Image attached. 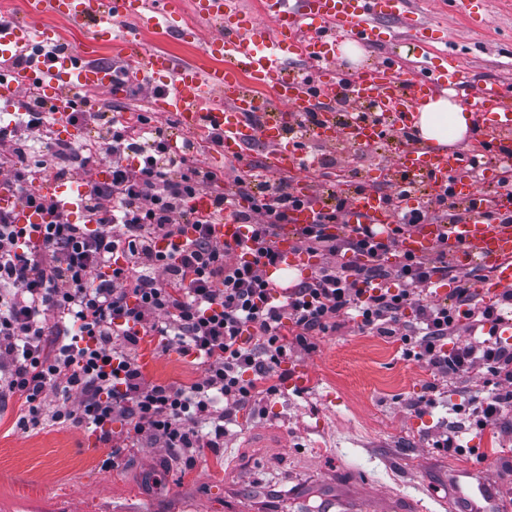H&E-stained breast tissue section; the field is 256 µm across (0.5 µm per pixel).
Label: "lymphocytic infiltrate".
<instances>
[{
	"mask_svg": "<svg viewBox=\"0 0 512 512\" xmlns=\"http://www.w3.org/2000/svg\"><path fill=\"white\" fill-rule=\"evenodd\" d=\"M22 107L0 118V176L50 220L35 242L0 208V392L20 400V430L50 418L95 426L116 457L142 439L217 455L233 412L278 395L291 355L351 321L400 336L441 374L494 377L491 395L468 401L480 426L512 409V344L496 332L495 305L465 286L458 309L448 310L427 297L434 282L454 275L446 252L396 254L398 238L431 219L428 208H403L411 186L390 195L397 222L384 232L360 225L344 238L330 233L346 209L343 197L317 212L297 233L298 250L319 258L317 270L279 289L269 270L281 259L280 231L307 203L290 192L288 179L235 175V216L250 243L240 258L213 237L211 218L191 215L188 203L200 194L212 195L218 213L229 202L220 174L200 165L193 143L172 155L164 127L146 124L156 152L133 163L122 113L108 118L91 107L70 114L72 124L100 125L89 151L53 137V112L38 89L25 91ZM106 158L107 177L91 178ZM46 177L79 186L83 220L36 191ZM463 317L489 325L488 334L449 343ZM145 336L163 351L201 360L204 378L148 380L131 353ZM74 393L80 400L71 407ZM118 417L129 425L121 438L112 433Z\"/></svg>",
	"mask_w": 512,
	"mask_h": 512,
	"instance_id": "lymphocytic-infiltrate-1",
	"label": "lymphocytic infiltrate"
}]
</instances>
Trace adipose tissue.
I'll return each mask as SVG.
<instances>
[{
	"instance_id": "ef3b65f1",
	"label": "adipose tissue",
	"mask_w": 512,
	"mask_h": 512,
	"mask_svg": "<svg viewBox=\"0 0 512 512\" xmlns=\"http://www.w3.org/2000/svg\"><path fill=\"white\" fill-rule=\"evenodd\" d=\"M422 142L443 149L466 141L474 129V114L453 90L447 89L424 100L413 116Z\"/></svg>"
}]
</instances>
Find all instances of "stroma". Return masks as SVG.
Here are the masks:
<instances>
[{
	"label": "stroma",
	"instance_id": "35a3bbf8",
	"mask_svg": "<svg viewBox=\"0 0 512 512\" xmlns=\"http://www.w3.org/2000/svg\"><path fill=\"white\" fill-rule=\"evenodd\" d=\"M479 22L440 9L434 0H412L418 17L440 31L433 53L448 52L461 69L482 78L512 80V0H485ZM183 19L148 35V47L196 60L199 47L181 39ZM393 140L372 148L306 138L304 150L336 160V171L353 185L390 192L377 177L394 159ZM313 351H297L288 371L304 366L303 388L237 413L222 454L188 461L186 455L140 443L116 458L96 432L62 423L30 431L16 426L19 404L0 406V512H224L225 487L244 495L264 490L269 512H297L298 488L308 495L306 512H319L322 485L333 474L367 477L374 498L394 489L414 498L417 512H439L445 481L462 461L498 470L512 461V411L501 423L478 427L459 412L468 398H484L493 383L448 378L406 358L396 336H375L348 323L315 337ZM144 338L138 361L148 379L188 385L204 368L194 357L154 349ZM436 404L417 412L412 404L429 385ZM459 425L460 449L435 448L440 433Z\"/></svg>",
	"mask_w": 512,
	"mask_h": 512
}]
</instances>
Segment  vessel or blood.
<instances>
[{
	"label": "vessel or blood",
	"mask_w": 512,
	"mask_h": 512,
	"mask_svg": "<svg viewBox=\"0 0 512 512\" xmlns=\"http://www.w3.org/2000/svg\"><path fill=\"white\" fill-rule=\"evenodd\" d=\"M181 6V0H25L22 17L0 23V56L21 54L29 42V23L52 15L77 25L97 20L93 41L113 42L120 56L138 68L124 77L67 50L49 58L40 54L27 67L11 71L9 81L0 83V96L16 97L38 86L62 120L75 91L116 97L136 83L153 94L158 114L177 118L180 133L168 138L171 152H181L183 135L212 131L222 137L219 158L228 159L241 155L249 140L255 139L266 149L265 170L281 175L310 164L288 134L294 113H316L318 123L310 134L322 141L373 147L380 142L383 129L411 131L413 114L441 87L467 88L466 102L479 121L467 148L435 153L417 139L405 140L393 166L383 175L409 182L425 179L435 196L452 190L454 201L469 215L448 226L419 225L400 236L397 250L422 256L444 242L449 255L461 253L469 265L492 267L493 279L477 288L487 304L512 288V225L487 223L480 217L490 207L511 211L512 196L503 193L489 199L478 185L479 176L487 172L489 153H496L499 164H512V156L500 151L512 143L511 85L478 80L444 64L433 68L420 59L406 64L395 55L352 74L337 67V42L371 45L378 38L377 21L383 15L398 20L413 31L415 42H422L423 34L410 16V0H257V19L252 23L243 20L240 0H190L186 6L198 24L213 28L202 48L204 63L186 62L166 52L145 53L142 32L154 27L162 13ZM129 16L137 20L136 31L113 41V22ZM268 88L275 92V103L260 96ZM343 93L349 94L355 109L377 112L379 121H337L336 98ZM291 189L313 197L314 206L294 211L291 224L283 231L278 248L285 270L300 266L294 243L297 229L312 223L315 210L328 205L327 197L315 193L307 180H295ZM7 206L13 207L17 223L49 220L47 214L16 204L8 185L0 181V207ZM394 221V209L383 194L365 188L350 195L339 230L347 232L352 224L385 228ZM212 231L216 239L231 244L245 239L244 227L229 210L213 224ZM325 499L330 512H416L414 499L406 495L388 494L376 506L335 484L326 487ZM457 500L468 503L467 512H501L503 508L489 478L468 461L451 474L446 501Z\"/></svg>",
	"instance_id": "obj_1"
}]
</instances>
